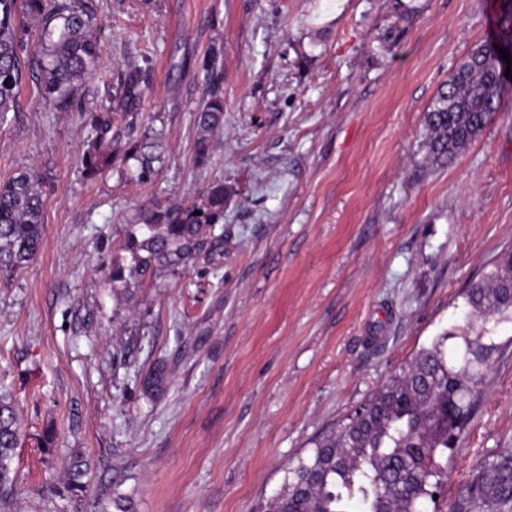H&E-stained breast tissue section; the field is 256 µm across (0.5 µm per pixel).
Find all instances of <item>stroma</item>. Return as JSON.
<instances>
[{
	"mask_svg": "<svg viewBox=\"0 0 512 512\" xmlns=\"http://www.w3.org/2000/svg\"><path fill=\"white\" fill-rule=\"evenodd\" d=\"M102 56L89 104L126 65L150 89L127 119L160 136L137 183L86 181L89 129L34 78L0 126V181L40 176L43 241L0 276V390L23 431L12 512H265L289 465L444 329L461 292L512 247V97L446 163L425 112L476 45L498 41L512 0H99ZM401 24L393 51L383 28ZM224 62V127L196 167L195 66ZM230 191L220 264L113 288L127 234L151 211ZM476 415L448 462L446 512L481 461L512 450V335L502 334ZM167 367L163 394L142 387ZM92 466L72 498L65 465Z\"/></svg>",
	"mask_w": 512,
	"mask_h": 512,
	"instance_id": "1",
	"label": "stroma"
}]
</instances>
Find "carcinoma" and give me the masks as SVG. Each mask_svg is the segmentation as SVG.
I'll use <instances>...</instances> for the list:
<instances>
[{
  "mask_svg": "<svg viewBox=\"0 0 512 512\" xmlns=\"http://www.w3.org/2000/svg\"><path fill=\"white\" fill-rule=\"evenodd\" d=\"M97 0H0V124L19 111L20 91L32 74L45 102L58 112H78L91 129L79 154L90 182L116 162L135 161L139 183L155 178L162 144L121 136L115 122L136 112L145 95L148 70L133 64L117 77L115 93L95 108L83 106L79 89L99 68L101 44ZM402 29L394 24L379 37L392 51ZM495 44L472 49L438 89L425 113L427 148L434 162L450 159L485 128L500 110L512 76ZM200 72L205 98L195 114L194 162L212 154L213 134L224 125V67L204 55ZM40 179L22 173L0 182V273L11 274L37 254L43 238ZM224 181L209 183L188 203L150 212L127 235L123 249L142 279L212 265L224 256ZM464 324L439 334L353 415L314 443L289 468L267 512H426L435 490L448 477V451L455 448L475 413L489 360L502 328L512 325V250L500 253L463 295ZM450 339L454 348L446 347ZM167 385L161 365L143 377V388L160 394ZM21 423L9 394L0 395V506L16 492L13 463ZM68 489L86 491V461L76 455L67 466ZM448 512H512V452H502L473 477Z\"/></svg>",
  "mask_w": 512,
  "mask_h": 512,
  "instance_id": "1",
  "label": "carcinoma"
}]
</instances>
